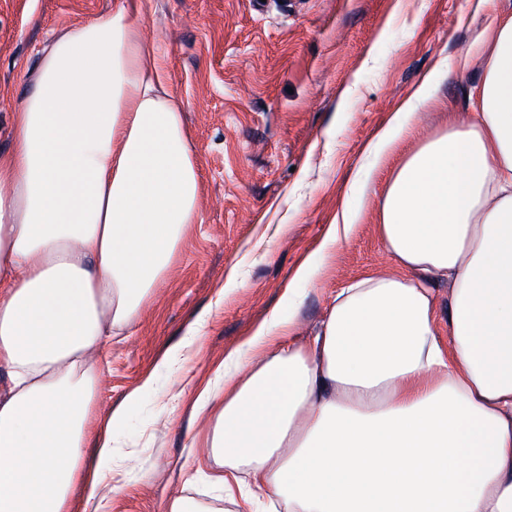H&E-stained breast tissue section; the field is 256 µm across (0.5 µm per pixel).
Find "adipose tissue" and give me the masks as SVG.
Listing matches in <instances>:
<instances>
[{
  "mask_svg": "<svg viewBox=\"0 0 512 512\" xmlns=\"http://www.w3.org/2000/svg\"><path fill=\"white\" fill-rule=\"evenodd\" d=\"M134 5L54 35L0 152V512H105L112 433L88 439L98 359L198 223L199 168ZM477 110L395 170L396 272L341 288L312 343L272 315L203 388L225 500L284 512H512V13L485 30ZM427 75L378 134L409 132ZM433 278L448 281L440 334Z\"/></svg>",
  "mask_w": 512,
  "mask_h": 512,
  "instance_id": "obj_1",
  "label": "adipose tissue"
}]
</instances>
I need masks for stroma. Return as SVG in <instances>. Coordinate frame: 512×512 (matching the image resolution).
Listing matches in <instances>:
<instances>
[{
	"label": "stroma",
	"instance_id": "obj_1",
	"mask_svg": "<svg viewBox=\"0 0 512 512\" xmlns=\"http://www.w3.org/2000/svg\"><path fill=\"white\" fill-rule=\"evenodd\" d=\"M139 38L154 46L164 88L182 113L200 168L199 224L162 283L100 358L88 431L111 428L115 479L107 512H164L184 495L216 502L197 397L225 353L272 313L293 314L308 342L338 288L393 270L380 208L395 169L449 120L469 122L483 61L473 49L512 0H135ZM120 0H0V151L53 35ZM439 77L388 161L376 134L422 76ZM353 215L350 238L325 246ZM319 266L296 285L299 266ZM298 286L289 308L284 293ZM182 361H158L170 348ZM140 401L125 396L142 388ZM124 419L111 424L115 410Z\"/></svg>",
	"mask_w": 512,
	"mask_h": 512
}]
</instances>
